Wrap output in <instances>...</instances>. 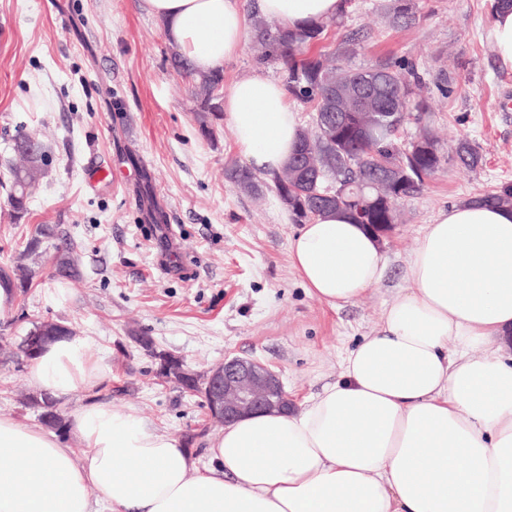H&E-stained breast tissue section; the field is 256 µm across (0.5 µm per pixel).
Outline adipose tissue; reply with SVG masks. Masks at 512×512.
<instances>
[{"instance_id": "obj_1", "label": "adipose tissue", "mask_w": 512, "mask_h": 512, "mask_svg": "<svg viewBox=\"0 0 512 512\" xmlns=\"http://www.w3.org/2000/svg\"><path fill=\"white\" fill-rule=\"evenodd\" d=\"M143 2L197 71L222 70L248 42L240 0ZM257 3L291 29L345 7ZM224 111L252 168L284 166L301 125L279 82L238 81ZM382 242L349 210L328 209L290 240L288 258L310 294L340 308L384 281ZM404 280L335 382L302 408L226 425L206 470L180 439L108 403L72 414L79 456L0 417V512H97L94 490L111 512H512V209L464 201L440 211ZM108 378L75 335L46 345L29 372L58 400Z\"/></svg>"}]
</instances>
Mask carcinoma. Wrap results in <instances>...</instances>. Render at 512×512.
Masks as SVG:
<instances>
[{"mask_svg":"<svg viewBox=\"0 0 512 512\" xmlns=\"http://www.w3.org/2000/svg\"><path fill=\"white\" fill-rule=\"evenodd\" d=\"M254 41L261 47L260 60L277 61L289 97L311 112V128L300 129L299 145L284 167L271 180L282 204L293 222L304 224L317 218L328 208L343 207L361 224H389L397 215L399 200L422 190L426 180L440 167L437 142L427 130L421 133L425 147L408 154L400 140L403 125L409 119L421 122L426 103L413 101L420 77L411 65L402 67L375 64L356 70L347 58L354 52L355 38L347 35L338 48L329 53L310 54L308 49L320 39L327 24L309 23L302 28L288 29L269 21L257 6L251 9ZM168 60L179 75L188 79L197 103L196 120L205 137L213 135L210 118L218 117L221 106L213 96L224 83V74L198 72L177 47H169ZM382 80V96L365 103V111L373 113L368 130L360 134L354 124L340 120L350 111V96L358 93L368 80ZM24 163L8 166L4 187L8 204L15 217L27 212V200L32 189L43 177L46 161L35 164L23 151ZM457 161L474 169L480 162L476 148L467 140L456 148ZM225 177L236 188L257 194L259 184L247 167L234 165ZM476 201L498 206H512V184H505L476 197ZM49 228L38 226L27 239L21 256L40 254ZM77 273L74 257L58 256L55 274L73 277ZM33 275L23 265L0 267V285L24 293ZM32 336L48 340L53 336H70L73 331L60 321L42 320L28 331ZM26 404L41 409L42 422L52 428L65 425L64 416L45 404L44 397L30 396Z\"/></svg>","mask_w":512,"mask_h":512,"instance_id":"1","label":"carcinoma"}]
</instances>
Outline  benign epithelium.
I'll list each match as a JSON object with an SVG mask.
<instances>
[{
    "mask_svg": "<svg viewBox=\"0 0 512 512\" xmlns=\"http://www.w3.org/2000/svg\"><path fill=\"white\" fill-rule=\"evenodd\" d=\"M157 374L165 382L199 388L213 421L231 423L257 411H280L291 405L279 373L250 358L235 357L198 374L169 352H154Z\"/></svg>",
    "mask_w": 512,
    "mask_h": 512,
    "instance_id": "7a95c632",
    "label": "benign epithelium"
}]
</instances>
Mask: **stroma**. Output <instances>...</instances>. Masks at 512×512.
Wrapping results in <instances>:
<instances>
[{
    "mask_svg": "<svg viewBox=\"0 0 512 512\" xmlns=\"http://www.w3.org/2000/svg\"><path fill=\"white\" fill-rule=\"evenodd\" d=\"M394 0H348L319 51L356 34L353 66L380 60L414 64L428 105L421 128L439 140L441 165L423 190L399 203L402 215L384 250L383 284L351 304L328 307L310 295L288 261L300 230L269 174L260 194L239 191L224 168L245 164L227 120L200 136L196 105L166 59L162 23L142 0H0V177L14 159L17 132L38 136L50 162L27 213L15 219L0 188V266L26 261L33 286L0 316V415L40 426L29 361L16 345L43 319L85 337L111 378L60 402L64 415L92 402L134 409L161 432L184 438L200 465L222 431L200 396L155 375L135 339L182 356L203 371L229 356L259 359L280 372L289 398L303 404L340 371V351L373 334L402 286L404 260L426 224L449 206L512 184V68L494 53L493 0H413L406 25ZM254 42L224 65V84L280 65L259 63ZM481 155L476 169L455 159L459 140ZM152 175L160 222L145 220L138 186ZM53 227L42 254L22 258L23 242ZM73 248L80 275H54L57 249Z\"/></svg>",
    "mask_w": 512,
    "mask_h": 512,
    "instance_id": "obj_1",
    "label": "stroma"
}]
</instances>
